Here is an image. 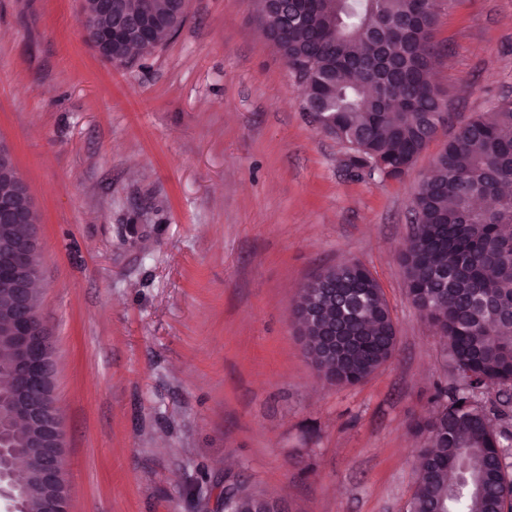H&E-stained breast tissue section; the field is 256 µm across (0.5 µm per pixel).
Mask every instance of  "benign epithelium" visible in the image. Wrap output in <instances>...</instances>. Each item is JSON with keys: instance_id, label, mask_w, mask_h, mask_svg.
Masks as SVG:
<instances>
[{"instance_id": "7a95c632", "label": "benign epithelium", "mask_w": 512, "mask_h": 512, "mask_svg": "<svg viewBox=\"0 0 512 512\" xmlns=\"http://www.w3.org/2000/svg\"><path fill=\"white\" fill-rule=\"evenodd\" d=\"M153 31L150 15L128 12L124 0H97L96 11L84 13L83 34L106 60L115 39H133L141 52L152 49ZM34 208L21 178L11 193L0 195V283L9 305L0 335L7 338L12 356L5 393L13 419L25 428V448L18 458L7 455L0 433V512H29L33 498L38 512H70L71 491L62 465L65 424L55 396L54 337L34 303V285L42 278ZM20 461L32 476L30 484L17 476Z\"/></svg>"}]
</instances>
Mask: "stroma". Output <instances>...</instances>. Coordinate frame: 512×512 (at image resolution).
Segmentation results:
<instances>
[{
	"label": "stroma",
	"instance_id": "35a3bbf8",
	"mask_svg": "<svg viewBox=\"0 0 512 512\" xmlns=\"http://www.w3.org/2000/svg\"><path fill=\"white\" fill-rule=\"evenodd\" d=\"M437 16L450 126L381 181L347 174L255 0H187L128 68L84 39L82 0H0V143L36 203L73 512H224L234 485L288 512H410L414 424L453 377L398 256L452 128L512 98V0H441ZM352 259L397 344L336 387L292 307Z\"/></svg>",
	"mask_w": 512,
	"mask_h": 512
}]
</instances>
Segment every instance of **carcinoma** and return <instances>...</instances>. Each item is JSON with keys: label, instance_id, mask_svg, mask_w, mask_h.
<instances>
[{"label": "carcinoma", "instance_id": "carcinoma-1", "mask_svg": "<svg viewBox=\"0 0 512 512\" xmlns=\"http://www.w3.org/2000/svg\"><path fill=\"white\" fill-rule=\"evenodd\" d=\"M302 19L273 17L257 0L265 33L302 78L308 112L328 108L325 132L348 147L344 167L357 178L401 180L446 125L442 89L430 79L434 0H300ZM159 22L157 43L181 26L175 0H146ZM387 27L384 40L371 33ZM512 99L470 117L444 144L414 197L419 233L400 264L420 314L437 313L457 384L439 387L436 414L415 423L433 436L419 467L411 512H512L508 458L512 434L479 400L483 389L512 388ZM492 197L474 207L461 188ZM306 355L334 386L358 384L392 357L396 327L368 267L352 260L299 290ZM276 499L233 489L224 512H284Z\"/></svg>", "mask_w": 512, "mask_h": 512}]
</instances>
